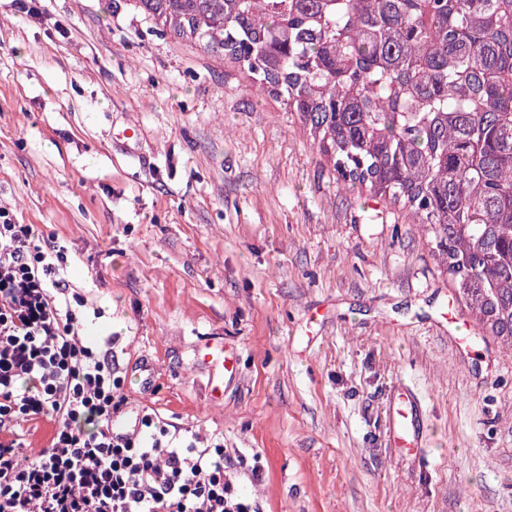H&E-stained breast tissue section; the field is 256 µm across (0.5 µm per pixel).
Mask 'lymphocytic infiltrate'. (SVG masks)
Returning <instances> with one entry per match:
<instances>
[{
  "instance_id": "obj_1",
  "label": "lymphocytic infiltrate",
  "mask_w": 512,
  "mask_h": 512,
  "mask_svg": "<svg viewBox=\"0 0 512 512\" xmlns=\"http://www.w3.org/2000/svg\"><path fill=\"white\" fill-rule=\"evenodd\" d=\"M62 251L0 207V512H258L224 444L170 430L140 410L125 428L112 345L78 332L85 299ZM56 427L22 454L20 427Z\"/></svg>"
}]
</instances>
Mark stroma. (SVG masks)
<instances>
[{
  "mask_svg": "<svg viewBox=\"0 0 512 512\" xmlns=\"http://www.w3.org/2000/svg\"><path fill=\"white\" fill-rule=\"evenodd\" d=\"M30 6L0 0V206L63 247L129 407L223 438L260 512H512V354L400 206L130 0ZM391 416L393 426L398 431L401 440V444L396 447L397 449L394 453V458L398 460L417 449L415 448L417 443H415L414 438L413 404L409 395L406 394V399L399 402L397 406L392 407Z\"/></svg>",
  "mask_w": 512,
  "mask_h": 512,
  "instance_id": "obj_1",
  "label": "stroma"
}]
</instances>
